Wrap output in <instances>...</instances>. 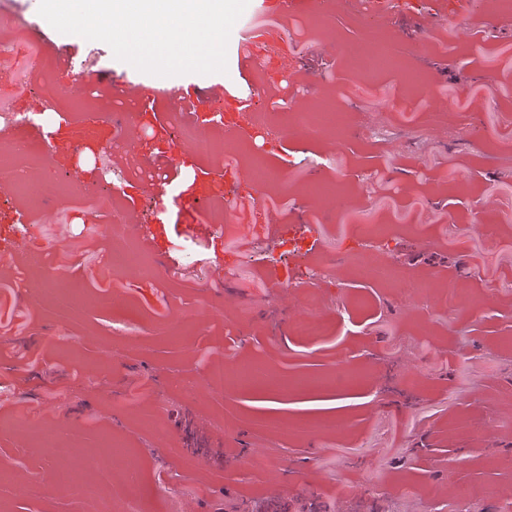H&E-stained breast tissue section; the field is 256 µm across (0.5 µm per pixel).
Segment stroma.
I'll return each instance as SVG.
<instances>
[{"label":"stroma","instance_id":"1","mask_svg":"<svg viewBox=\"0 0 512 512\" xmlns=\"http://www.w3.org/2000/svg\"><path fill=\"white\" fill-rule=\"evenodd\" d=\"M10 4L53 59L16 111H50L67 61L94 92L54 111L57 135L31 128L54 161L0 197V512H457L474 485L469 512H507L512 24L486 0L451 22L427 6L389 14L382 39L410 54L366 70L344 48L371 5L277 16L266 66L228 44L226 72L177 76L181 106L160 97L126 121L158 173L150 186L124 154L81 160L73 133L106 141L95 115L115 90L161 80L59 33L39 0ZM231 95L268 98L278 117L214 124L213 102ZM317 106L342 116L338 139L292 126L290 113ZM181 122L223 152L175 150ZM241 181L255 192L233 202V223L193 210L201 186L226 196ZM115 189L122 224L92 199ZM361 224L385 241L359 237ZM294 236L313 257L289 254ZM360 251L405 288L365 275ZM422 283L434 292L413 294ZM452 287L476 305L449 306ZM305 315L323 319L320 335L294 331ZM241 368L261 380L229 385ZM346 396L356 404L329 407ZM89 480L102 499L79 492Z\"/></svg>","mask_w":512,"mask_h":512}]
</instances>
